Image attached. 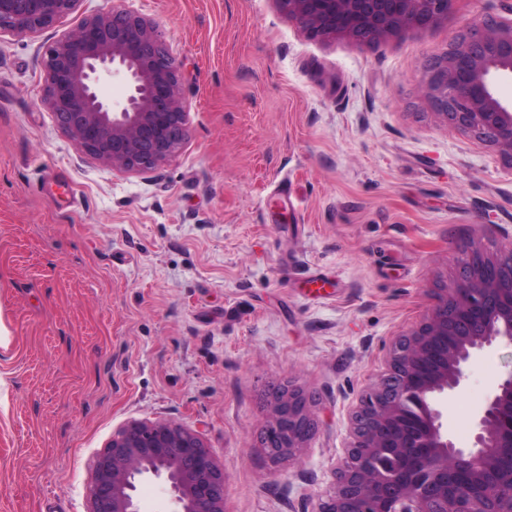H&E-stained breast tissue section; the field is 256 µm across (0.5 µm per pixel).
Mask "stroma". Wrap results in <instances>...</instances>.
<instances>
[{"mask_svg":"<svg viewBox=\"0 0 512 512\" xmlns=\"http://www.w3.org/2000/svg\"><path fill=\"white\" fill-rule=\"evenodd\" d=\"M154 21L182 65L189 137L147 172L81 152L43 101L49 48L112 7ZM512 0L372 46L312 41L276 0H81L0 33V512H90L93 461L130 420L202 433L227 512H301L401 334L512 232V166L436 119L429 59ZM512 346L443 412L470 446ZM313 399L299 458L261 444L282 384Z\"/></svg>","mask_w":512,"mask_h":512,"instance_id":"35a3bbf8","label":"stroma"}]
</instances>
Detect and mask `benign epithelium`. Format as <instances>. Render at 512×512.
<instances>
[{"label":"benign epithelium","mask_w":512,"mask_h":512,"mask_svg":"<svg viewBox=\"0 0 512 512\" xmlns=\"http://www.w3.org/2000/svg\"><path fill=\"white\" fill-rule=\"evenodd\" d=\"M310 40L367 44L448 19L454 0H275ZM80 0H0V30L37 33ZM435 114L497 148L512 164V103L493 90L512 75V19H488L455 37L426 65ZM126 95L109 102L104 81ZM45 102L76 147L117 171L144 172L170 160L188 138L180 65L157 25L112 8L86 18L49 50ZM497 253L479 243L460 274L439 289L429 315L399 336L380 385L354 413V441L314 512H512V372L492 388L472 446L442 432L441 408L457 396L473 360L512 345V234ZM316 428L304 394L277 388L261 442L270 459L297 456ZM169 484L172 512H225L224 470L203 436L172 422L130 420L93 462L90 512H140L137 482Z\"/></svg>","instance_id":"benign-epithelium-1"}]
</instances>
